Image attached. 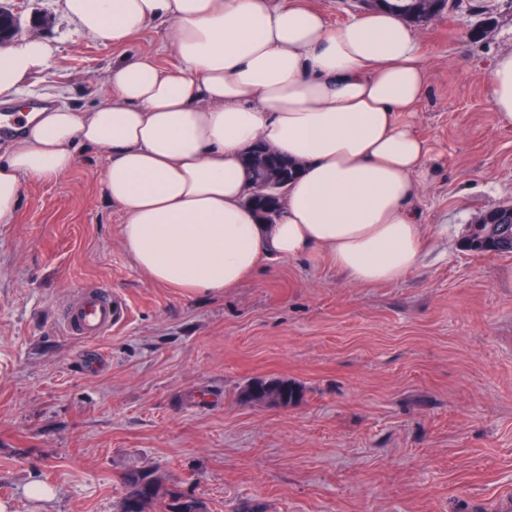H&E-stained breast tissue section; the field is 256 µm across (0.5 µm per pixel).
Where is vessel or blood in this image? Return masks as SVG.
Segmentation results:
<instances>
[{
	"instance_id": "obj_1",
	"label": "vessel or blood",
	"mask_w": 512,
	"mask_h": 512,
	"mask_svg": "<svg viewBox=\"0 0 512 512\" xmlns=\"http://www.w3.org/2000/svg\"><path fill=\"white\" fill-rule=\"evenodd\" d=\"M123 317L122 303L107 286L99 285L78 290L59 325L66 335L92 340L109 334ZM468 508L470 512H512V491L499 492L489 503L470 502Z\"/></svg>"
}]
</instances>
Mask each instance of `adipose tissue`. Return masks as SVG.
Listing matches in <instances>:
<instances>
[{"label": "adipose tissue", "mask_w": 512, "mask_h": 512, "mask_svg": "<svg viewBox=\"0 0 512 512\" xmlns=\"http://www.w3.org/2000/svg\"><path fill=\"white\" fill-rule=\"evenodd\" d=\"M83 32L119 45L155 20L171 23L179 61L112 65L93 111L57 106L27 117L0 152V223H13L26 184L72 171L97 150L101 187L121 214V243L152 283L225 293L262 267L326 255L352 283L397 281L417 266L425 229L413 206L429 150L402 113L427 73L412 28L385 9L338 28L302 0H64ZM52 48L0 51V101ZM498 119L512 125V52L486 77ZM262 141L298 175L275 223L244 203L242 157Z\"/></svg>", "instance_id": "1"}]
</instances>
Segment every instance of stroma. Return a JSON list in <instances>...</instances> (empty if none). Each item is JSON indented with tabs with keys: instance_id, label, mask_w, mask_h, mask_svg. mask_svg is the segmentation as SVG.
Segmentation results:
<instances>
[{
	"instance_id": "obj_1",
	"label": "stroma",
	"mask_w": 512,
	"mask_h": 512,
	"mask_svg": "<svg viewBox=\"0 0 512 512\" xmlns=\"http://www.w3.org/2000/svg\"><path fill=\"white\" fill-rule=\"evenodd\" d=\"M0 49L49 43L20 87L91 111L112 64L176 66L171 25L120 47L83 33L63 0H0ZM427 89L412 121L432 173L416 206L418 266L374 287L321 256L283 260L221 295L153 284L125 252L103 159L26 186L0 224V501L11 512H117L147 467L210 512H465L512 488V255L466 250L479 212L512 205V126L485 91L512 51V0H457L414 29ZM110 287L125 317L98 339L66 336L76 290ZM299 400L244 401L258 379ZM51 499L28 497L32 482Z\"/></svg>"
}]
</instances>
